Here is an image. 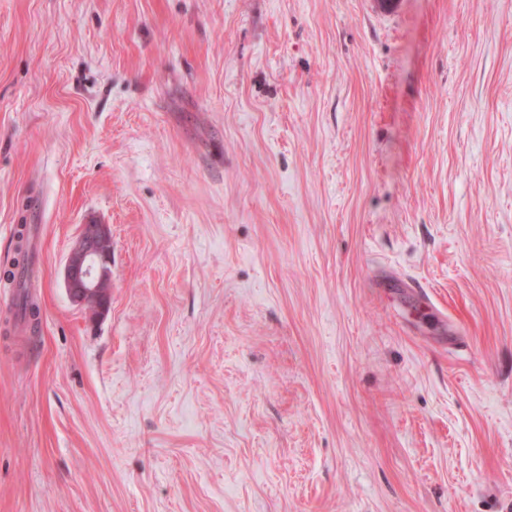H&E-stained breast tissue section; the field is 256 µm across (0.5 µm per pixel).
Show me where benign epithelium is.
I'll use <instances>...</instances> for the list:
<instances>
[{"instance_id": "1", "label": "benign epithelium", "mask_w": 512, "mask_h": 512, "mask_svg": "<svg viewBox=\"0 0 512 512\" xmlns=\"http://www.w3.org/2000/svg\"><path fill=\"white\" fill-rule=\"evenodd\" d=\"M66 290L91 317L105 315L112 300V237L105 224H85L65 263Z\"/></svg>"}]
</instances>
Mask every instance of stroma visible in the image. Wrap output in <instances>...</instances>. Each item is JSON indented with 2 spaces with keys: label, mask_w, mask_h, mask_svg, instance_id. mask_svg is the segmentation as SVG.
I'll return each mask as SVG.
<instances>
[{
  "label": "stroma",
  "mask_w": 512,
  "mask_h": 512,
  "mask_svg": "<svg viewBox=\"0 0 512 512\" xmlns=\"http://www.w3.org/2000/svg\"><path fill=\"white\" fill-rule=\"evenodd\" d=\"M23 224L0 512H512V0H0ZM65 263L66 290L91 317L105 315L112 300V237L107 224L89 216ZM20 227L21 229L18 231V238L21 243L17 249L18 257L14 260L13 269L4 270L1 280L3 279L13 288H17L15 302L17 316L24 320H37L39 315L38 308L30 302L25 289L27 288L25 274L32 262V255L22 244L25 236L26 224L20 225Z\"/></svg>",
  "instance_id": "stroma-1"
}]
</instances>
